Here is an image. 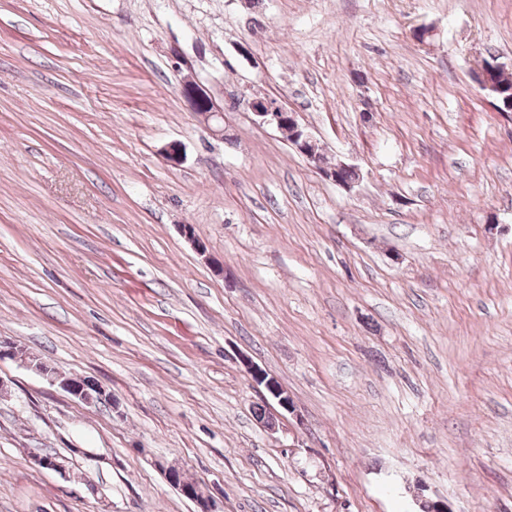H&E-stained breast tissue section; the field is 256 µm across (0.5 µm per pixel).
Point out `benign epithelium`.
Returning a JSON list of instances; mask_svg holds the SVG:
<instances>
[{"label": "benign epithelium", "mask_w": 512, "mask_h": 512, "mask_svg": "<svg viewBox=\"0 0 512 512\" xmlns=\"http://www.w3.org/2000/svg\"><path fill=\"white\" fill-rule=\"evenodd\" d=\"M182 92L191 111L207 124L214 134H224V127L220 125V120L224 119V113L216 107L210 94L195 83L184 84ZM250 107L261 123L271 125L287 136L288 142L296 147L320 175L335 181L337 185L346 190L352 189L360 181L361 172L354 165L340 162L333 167L324 166L323 154L316 140L299 122L295 113L285 110L273 99L253 100L250 102ZM343 172L350 173V178L341 179L340 174ZM243 364L246 365L255 384L262 388L263 400L274 402V405L268 406L262 425L269 431H275L279 428L284 414L294 413L293 399L288 390L274 376L246 359L243 360ZM35 369L45 375L51 383L59 384L65 392L86 405L96 406L112 403V395L107 393V388L94 379L59 377L43 363L35 364ZM33 460L39 467L61 475L67 471L68 460L61 455H35ZM164 473L173 487L195 503L197 512H214L208 496L198 482L187 479L179 469L172 466L165 468Z\"/></svg>", "instance_id": "1"}]
</instances>
